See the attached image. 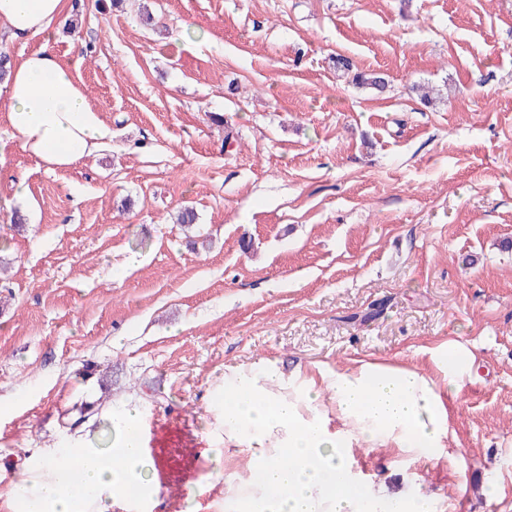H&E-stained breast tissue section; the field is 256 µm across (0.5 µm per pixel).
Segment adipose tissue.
I'll return each mask as SVG.
<instances>
[{
	"instance_id": "adipose-tissue-1",
	"label": "adipose tissue",
	"mask_w": 512,
	"mask_h": 512,
	"mask_svg": "<svg viewBox=\"0 0 512 512\" xmlns=\"http://www.w3.org/2000/svg\"><path fill=\"white\" fill-rule=\"evenodd\" d=\"M67 0H0L10 37L50 40ZM9 142L50 170L90 155L111 130L83 86L47 48L11 63L0 85ZM477 355L458 339L430 351L433 372L391 362L356 361L285 374L265 365L224 377V501L234 512H438L435 495L392 489L355 466L356 449L386 448L409 459L446 454L453 434L448 401L471 381ZM109 449H68L41 456L16 486L29 512H84L86 505L135 502L149 507L159 491L154 462L143 449V413L122 407Z\"/></svg>"
}]
</instances>
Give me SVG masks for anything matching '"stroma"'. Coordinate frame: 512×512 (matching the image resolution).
<instances>
[{
    "label": "stroma",
    "instance_id": "obj_1",
    "mask_svg": "<svg viewBox=\"0 0 512 512\" xmlns=\"http://www.w3.org/2000/svg\"><path fill=\"white\" fill-rule=\"evenodd\" d=\"M55 29L24 44L0 22V48L48 46L112 137L69 169L17 147L0 165V512H22L34 455L100 445L125 404L165 471L150 512H195L224 496L203 451L225 369L427 371L450 338L481 361L451 403L460 468L385 448L356 467L512 512V0H85Z\"/></svg>",
    "mask_w": 512,
    "mask_h": 512
}]
</instances>
